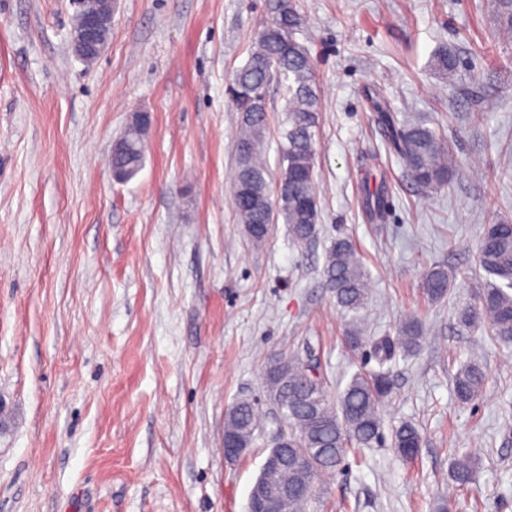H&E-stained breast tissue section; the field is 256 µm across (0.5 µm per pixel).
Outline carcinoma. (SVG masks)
Returning a JSON list of instances; mask_svg holds the SVG:
<instances>
[{
    "label": "carcinoma",
    "instance_id": "cac0c4a2",
    "mask_svg": "<svg viewBox=\"0 0 512 512\" xmlns=\"http://www.w3.org/2000/svg\"><path fill=\"white\" fill-rule=\"evenodd\" d=\"M271 19L262 23L246 63L238 68L227 93L242 118L236 135V170L232 203L239 223L253 245L267 239L271 218L288 224L291 238L298 244L314 240L320 231V205L314 177L315 141L321 96L308 47L296 33L302 25L298 0H274ZM435 70L445 79H454L457 59L443 48L434 59ZM278 79L284 85L287 128L281 132V169L277 188H271L264 160L268 138L267 87ZM378 125L413 181L424 192L445 186L454 167L447 141L441 132L423 122L399 127L395 116L378 108ZM149 121L133 117L113 143L112 173L122 182L134 178L145 158V135ZM366 212L371 220L384 218L382 191L366 195ZM477 262L486 273L478 306L460 313L459 322L471 328L486 323L492 335L512 341V223L486 224L477 244ZM324 274L336 305L351 316L345 340L351 352L366 344L359 321L364 310L368 280L360 255L346 239L331 241L326 251ZM452 277L437 266L423 279L422 293L430 302L448 295ZM422 327L412 320L400 326L397 336H383L373 343L377 368L356 372L340 393L339 404L328 397L324 378L293 354L273 360L265 372V387L288 426L284 447L270 453L288 457V467L278 481L288 486V512H305L316 475L335 469L350 447H371L384 438L381 404L392 393L391 363L398 354L411 355L420 347ZM487 380L476 362L460 366L453 377L456 400L468 404L482 393ZM261 423L257 403L250 399L235 402L224 416V439L239 448L253 444ZM421 435L405 421L391 431V447L403 459L418 454ZM478 470L469 454L454 458L450 481L462 489L472 483Z\"/></svg>",
    "mask_w": 512,
    "mask_h": 512
}]
</instances>
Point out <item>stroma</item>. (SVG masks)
Here are the masks:
<instances>
[{"label": "stroma", "mask_w": 512, "mask_h": 512, "mask_svg": "<svg viewBox=\"0 0 512 512\" xmlns=\"http://www.w3.org/2000/svg\"><path fill=\"white\" fill-rule=\"evenodd\" d=\"M271 0H118L105 52L71 43L72 0H0V512H247L282 423L263 374L295 353L337 399L376 365L350 353L348 316L326 286L325 250L350 240L368 273L361 327L419 350L397 359L385 429L409 421L418 455L389 444L318 475L306 512H512V342L459 326L484 285L486 224L512 222V39L500 0H299L322 110L315 130L321 230L295 244L275 221L253 247L231 200L241 115L226 85ZM456 54L454 81L432 61ZM440 128L452 180L423 192L371 103ZM150 112L142 170L108 168L131 112ZM382 190L385 218L364 199ZM457 279L428 302L425 272ZM474 360L482 395L452 380ZM265 413L252 448L224 458L237 399ZM480 461L451 490L452 449ZM487 380L483 367L476 362L462 364L453 377V392L456 400L468 404L482 393Z\"/></svg>", "instance_id": "stroma-1"}]
</instances>
